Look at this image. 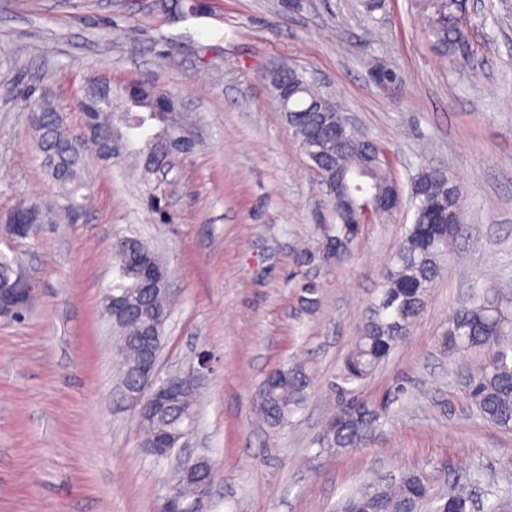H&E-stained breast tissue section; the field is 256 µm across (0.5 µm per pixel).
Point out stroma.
I'll return each mask as SVG.
<instances>
[{
	"mask_svg": "<svg viewBox=\"0 0 512 512\" xmlns=\"http://www.w3.org/2000/svg\"><path fill=\"white\" fill-rule=\"evenodd\" d=\"M170 18L153 0H0V212L54 195L23 93L52 98L71 129L75 92L92 78L146 82L193 117L196 146L167 175L88 156L91 200L70 218L46 212L35 236L0 251L40 282L23 322L0 321V512H156L174 461L144 446L136 412L116 388L103 297L117 277L112 245L147 242L171 271L160 374L209 351L197 453L217 463L210 512H338L379 477L422 475L486 499L487 477L512 488V432L484 420L451 357L448 321L472 286L512 295V0H471L474 35L448 64L417 0H208ZM287 63L381 142L401 194L442 161L466 198L467 232L439 265L426 307L359 389L386 419L359 447L321 452L342 363L380 296L413 213L363 225L350 255L326 261L320 225L333 202L277 110L261 75ZM377 62L398 89L369 79ZM318 302L306 307L297 282ZM308 358L303 405L273 426L256 411L264 376Z\"/></svg>",
	"mask_w": 512,
	"mask_h": 512,
	"instance_id": "35a3bbf8",
	"label": "stroma"
}]
</instances>
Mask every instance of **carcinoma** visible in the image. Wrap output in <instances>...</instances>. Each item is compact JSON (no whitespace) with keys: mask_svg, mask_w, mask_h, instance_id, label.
Masks as SVG:
<instances>
[{"mask_svg":"<svg viewBox=\"0 0 512 512\" xmlns=\"http://www.w3.org/2000/svg\"><path fill=\"white\" fill-rule=\"evenodd\" d=\"M426 29L435 48L456 63V51L467 41L468 10L460 0H418ZM165 13L175 17L202 4L196 0H164ZM370 78L380 86L401 82L392 69L376 64ZM305 80L303 74L290 67H274L267 71L266 81L273 97L290 81ZM125 86L104 88L97 79L81 86L77 105L83 112L84 124L94 139L103 144L105 160L115 161L129 155L133 144L132 130H145L143 144L136 158L143 172L164 164L177 152L194 146L187 117L174 105V96L159 92L142 105V112H123ZM25 106L33 112L32 129L35 145L47 172L66 201L65 212L82 206L89 188L82 177L84 152L67 127L58 110L42 97H29ZM285 122L298 139L304 155L320 180L342 178L345 174L366 171V189L353 192L344 203L335 206L336 223L324 229L323 248L326 257L343 261L360 234L359 220L365 211L377 218L387 214L380 197L396 189L389 162L380 145L354 127L336 136V123L344 112L314 86L279 106ZM403 204L413 210V222L405 227L399 245L385 276L382 297L370 307L356 340L345 357L336 384L339 398L337 411L326 424L319 440L320 448H356L386 415V408L360 398L357 386L371 376L390 353L409 334L410 326L424 310L427 297L438 272V263L447 256L448 245L465 231L461 224L462 190L439 163L421 167L413 178L409 197ZM128 244L116 245L113 258L118 282L112 293L124 296L138 288V276L126 256ZM18 265L13 258L0 256V287H15ZM167 292L162 291L146 301L143 307L112 322L115 343L123 348L119 363V388L136 382L133 367L143 357L147 345L159 348L160 336L148 339L145 328L153 311L165 308ZM448 354L467 353L493 348L492 358L466 376L468 401L479 414L499 429L512 431V302L492 282L474 287L468 298L452 313L444 336ZM313 379L312 363L292 360L268 372L258 400L259 414L270 424L283 423L298 408ZM185 400L171 405L158 415H138L145 443L168 434H178L197 421L199 384L183 378ZM493 501L488 512H512V495L499 493L496 484L489 485ZM197 486L181 482L172 494L175 507L183 509L195 501ZM341 512H448L447 496L429 485L422 476L408 474L394 482L375 481L364 490L347 498Z\"/></svg>","mask_w":512,"mask_h":512,"instance_id":"obj_1","label":"carcinoma"}]
</instances>
